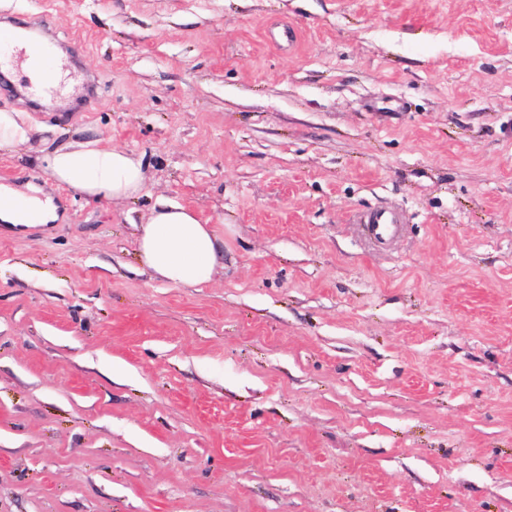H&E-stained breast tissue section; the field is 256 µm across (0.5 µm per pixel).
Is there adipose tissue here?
<instances>
[{"mask_svg": "<svg viewBox=\"0 0 512 512\" xmlns=\"http://www.w3.org/2000/svg\"><path fill=\"white\" fill-rule=\"evenodd\" d=\"M47 175L93 201H120L140 195L145 187L142 157L99 138L70 142L41 158ZM27 207H0V222L11 226L57 220L51 198L26 195ZM137 250L142 264L173 286L208 284L218 264L216 235L191 209L159 200L140 228Z\"/></svg>", "mask_w": 512, "mask_h": 512, "instance_id": "adipose-tissue-1", "label": "adipose tissue"}]
</instances>
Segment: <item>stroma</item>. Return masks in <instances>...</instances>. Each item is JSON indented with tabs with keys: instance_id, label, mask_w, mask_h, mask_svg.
<instances>
[{
	"instance_id": "stroma-1",
	"label": "stroma",
	"mask_w": 512,
	"mask_h": 512,
	"mask_svg": "<svg viewBox=\"0 0 512 512\" xmlns=\"http://www.w3.org/2000/svg\"><path fill=\"white\" fill-rule=\"evenodd\" d=\"M54 46L0 153L64 221L0 234V512H512V0H0ZM136 199L45 175L89 137ZM212 225L156 279L158 199ZM405 230L374 247L361 213ZM35 128L26 112L0 110V151H14L26 146ZM47 175L93 201H120L140 195L146 187L143 157L100 138L69 142L41 158ZM137 250L142 264L173 286L206 285L218 265L216 235L209 224L164 199L142 224Z\"/></svg>"
}]
</instances>
